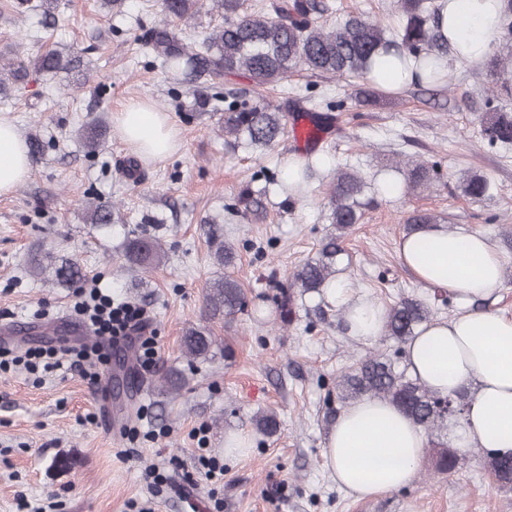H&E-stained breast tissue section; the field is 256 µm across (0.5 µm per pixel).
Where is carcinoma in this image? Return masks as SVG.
<instances>
[{
	"label": "carcinoma",
	"mask_w": 512,
	"mask_h": 512,
	"mask_svg": "<svg viewBox=\"0 0 512 512\" xmlns=\"http://www.w3.org/2000/svg\"><path fill=\"white\" fill-rule=\"evenodd\" d=\"M499 4L496 19L507 40L500 51L489 55L482 68L495 84V94L486 98L485 112L480 119L481 140L489 145H512V70L506 62L512 59V0H495ZM56 0H4L3 9L24 12L34 8L45 15L54 13ZM162 20L146 30L142 46L154 55L162 67L178 70L181 81L194 85L201 79L210 84L231 76L247 79L262 88L279 86L290 73L298 70L313 75L338 78L377 80L385 65L412 77L411 85L420 88H442L452 85L450 57L461 54V45L451 41L440 25V8L435 0H397V24H384L367 19L363 13H350L330 19L334 6L326 0H267L249 9L246 0H215L223 10L224 22L210 29L196 49L177 32V23L186 22L199 12L198 0H161ZM79 66L76 57L50 49L33 60L18 59L9 77L19 82L30 71L56 74L72 71ZM324 113L311 112L314 130L308 138L315 139L321 129L320 121L331 118L330 112L342 108V102H326ZM82 144L87 152L101 145L103 125L95 122L81 128ZM288 135V113L282 108L262 101L256 96L233 89L224 93V137L227 143L243 145L264 154ZM313 161L292 163L290 175L279 184L282 192L294 198L303 194L316 174ZM393 189L398 195L432 183L435 166L424 163L398 164L390 169ZM462 193L470 200H482L491 190L490 182L482 176L464 181ZM375 191L372 183L350 168L336 170L328 189L326 220L335 228L321 243L318 256L300 265L289 283L281 286L275 297L282 321L295 313L297 296L316 294L324 300L326 290L336 281L339 266L346 251L343 247L346 230L360 223L363 201ZM245 215H258L264 209L262 197L247 191L238 198ZM90 223L109 231L122 223L121 208L106 203L91 202L88 206ZM410 229L436 223V217L423 210H413L406 219ZM211 260L224 269V274L212 279L206 294L212 314L234 317L258 312L265 296L249 297L227 269L235 264V250L224 243L220 235L213 237ZM129 267L145 271L159 267L164 259L161 246L142 236L130 233L122 243ZM35 277L46 273L60 286L76 283L81 274L77 262L49 253L30 263ZM431 320V310L420 298L401 297L386 306L385 332L399 343H406L417 328ZM213 342L205 332L191 329L183 338L186 355L205 360ZM336 397L344 405L352 399L378 398L400 406L427 435L442 428L450 416L462 413L464 396H441L407 371L381 355H369L336 381ZM487 469L503 486L512 484V455H487ZM458 467L456 454L442 448L435 454L434 468L439 474H451Z\"/></svg>",
	"instance_id": "carcinoma-1"
}]
</instances>
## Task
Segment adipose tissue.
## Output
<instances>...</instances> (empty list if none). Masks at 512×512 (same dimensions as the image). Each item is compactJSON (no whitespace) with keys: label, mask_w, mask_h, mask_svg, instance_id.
I'll use <instances>...</instances> for the list:
<instances>
[{"label":"adipose tissue","mask_w":512,"mask_h":512,"mask_svg":"<svg viewBox=\"0 0 512 512\" xmlns=\"http://www.w3.org/2000/svg\"><path fill=\"white\" fill-rule=\"evenodd\" d=\"M442 27L464 47L465 60L478 63L490 54L498 35L487 0H438ZM124 139L137 151L161 156L175 146V134L162 113L138 104L118 115ZM29 160L16 127L0 119V194L25 181ZM398 254L423 285L444 289L461 304L485 299L502 286L503 264L482 234H451L433 226L401 237ZM344 310L352 336H380L385 309L348 295L345 278L328 293ZM408 370L432 390L451 397L467 392L463 416L448 420L450 443L460 452L478 447L512 454V316L470 311L433 321L406 346ZM426 448L421 428L395 404L362 399L342 409L325 442L323 464L348 493L371 497L412 484Z\"/></svg>","instance_id":"1"}]
</instances>
